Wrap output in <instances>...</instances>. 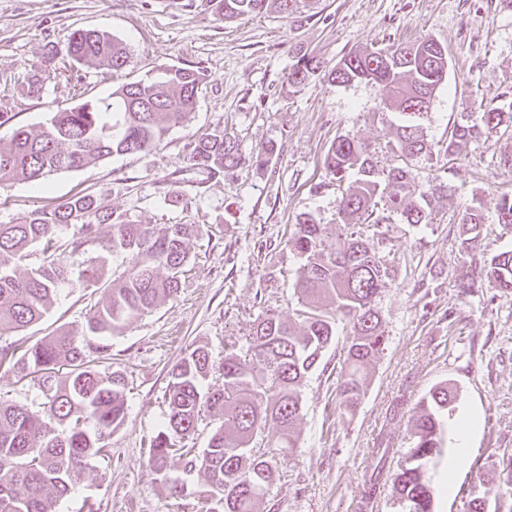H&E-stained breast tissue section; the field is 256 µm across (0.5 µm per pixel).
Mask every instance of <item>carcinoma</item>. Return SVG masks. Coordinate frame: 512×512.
Returning <instances> with one entry per match:
<instances>
[{
  "instance_id": "carcinoma-1",
  "label": "carcinoma",
  "mask_w": 512,
  "mask_h": 512,
  "mask_svg": "<svg viewBox=\"0 0 512 512\" xmlns=\"http://www.w3.org/2000/svg\"><path fill=\"white\" fill-rule=\"evenodd\" d=\"M226 20L274 9L288 13L299 0H213ZM69 58L112 73L122 69L128 50L100 30H77L69 42ZM323 63L301 56L290 73L297 88L324 75L337 85L367 83L387 90L383 108L398 115L397 151L403 165L387 174L392 189L382 186L379 172L366 146L338 138L324 156L326 171L346 184L338 203V230L327 231L310 215L299 219L286 245L302 259L294 284L297 307L284 318L267 313L259 318L243 353L229 352L215 365L203 347H193L170 371L167 421L150 441L149 467L166 477L174 438L195 431L202 414L215 422L207 448L182 451L183 469L206 477L203 496L213 507L207 512H254L260 497L273 483L276 466L252 453L267 426L275 428L277 447L297 448L295 428L302 410L301 392L308 375L336 336L340 321L351 325L352 336L338 383L337 406L353 413L367 388V366L383 350L385 341L377 301L387 287L388 269L375 247L363 238L362 225L380 227L391 217L405 224L431 221V203L445 185L440 183L414 197L407 191L405 164L421 156H445L450 171L463 166L458 147L481 133L509 126L497 107L483 110V126L456 124L448 139L436 145L424 139L421 121L427 118L434 96L448 76V50L424 37L395 49L366 50L345 55L323 72ZM57 71L38 70L27 85L37 94ZM203 73L161 66L150 78L124 83L112 96L77 102L51 113L36 131L18 128L9 142H0V186L40 182L58 171H74L114 155L146 153L157 148L168 132L195 110ZM274 146L252 157L220 129L188 146L190 169L214 176L251 161L270 162ZM498 223L512 225V192L497 203ZM73 225L67 247L76 252L97 244L122 257L121 272L103 278L102 268L88 266L70 277L61 259L58 231ZM112 227L108 240L100 225ZM461 246L468 253L480 249L484 218L475 206L457 214ZM188 225L160 228L132 224L101 206L94 193H77L50 206L35 209L13 224H0V337L38 322L53 306L59 286L73 288L99 284L107 302L87 320L86 329L66 330L50 336L14 358L11 347L0 349V364L10 360L18 373L36 374L45 401L38 408L0 403V512H58L102 449V442L118 427L126 413V380L117 372L98 368L97 360L110 350L107 338L128 323L152 312L175 296L188 265ZM38 248L42 263L20 276L9 264ZM165 270L160 275L159 270ZM512 290V250L471 262L459 280L466 294L477 280ZM221 382L202 387L213 370ZM448 384L436 386L413 422V441L405 463L391 475L402 512H433L428 465L441 453V415L452 403ZM384 461L365 481L362 499L369 504L380 492Z\"/></svg>"
}]
</instances>
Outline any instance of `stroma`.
Wrapping results in <instances>:
<instances>
[{"label": "stroma", "instance_id": "obj_1", "mask_svg": "<svg viewBox=\"0 0 512 512\" xmlns=\"http://www.w3.org/2000/svg\"><path fill=\"white\" fill-rule=\"evenodd\" d=\"M99 29L127 44L122 71L102 77L76 65L38 95L30 76L67 57L76 29ZM431 37L448 50V82L435 95L422 133L446 138L454 122L479 123L482 108L512 113V0H301L298 10H274L234 21L211 0H0V141L15 129H39L50 112L72 98L98 100L121 84L152 75L162 65L201 68L206 80L198 104L150 153L115 155L43 183L0 187V224L78 192L100 194L103 206L134 224H185L191 262L180 290L153 312L110 339L103 370L127 381L123 423L59 512H205V476L185 474L171 456L168 477L183 482L171 494L148 467V442L168 413L171 366L185 350L205 347L215 362L245 345L259 315L287 314L301 260L285 241L302 214L335 230L341 192L327 174L324 155L346 136L368 146L378 167L397 166L393 113L382 110L383 91L369 84L338 86L321 78L295 88L289 73L300 54L334 66L344 55ZM227 129L243 152L276 151L268 166H242L215 178L191 174L186 146ZM460 174L443 160L422 156L408 165V187L418 194L445 184L429 225L395 223L387 233L364 234L384 257L389 279L378 302L386 343L368 370L365 397L354 413L336 408L338 373L349 324L309 376L297 424L298 448L283 456L265 438L257 452L277 457L279 472L255 512H358L362 484L388 449L386 472H396L410 447L420 402L443 383L456 395L445 419L444 446L454 445L453 424L476 411L468 465L449 495L435 493L434 512H467L471 496L488 512H512V292L480 282L460 295L470 266L453 214L478 205L484 215L485 255L512 249V227L499 224L495 205L512 190L500 161L512 155V128L481 134L459 147ZM195 176L198 187L174 196L177 180ZM96 286H61L53 307L11 343L24 352L43 337L82 327L107 300ZM37 376L0 366V401L36 404Z\"/></svg>", "mask_w": 512, "mask_h": 512}]
</instances>
